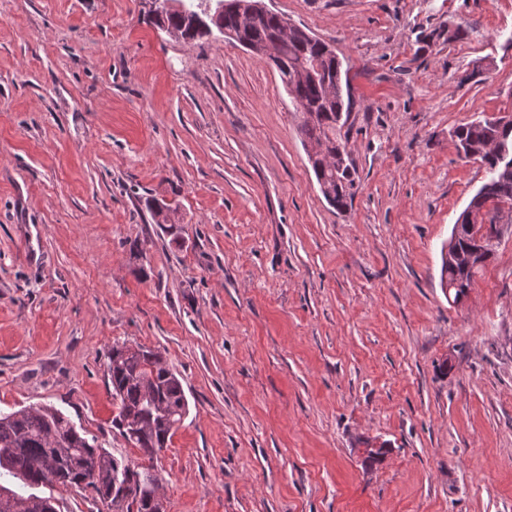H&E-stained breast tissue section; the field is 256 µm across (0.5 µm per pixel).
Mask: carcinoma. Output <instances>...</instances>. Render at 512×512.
I'll return each mask as SVG.
<instances>
[{"label": "carcinoma", "mask_w": 512, "mask_h": 512, "mask_svg": "<svg viewBox=\"0 0 512 512\" xmlns=\"http://www.w3.org/2000/svg\"><path fill=\"white\" fill-rule=\"evenodd\" d=\"M222 26L266 48L265 56L278 63L283 83L295 87L297 97L306 101L307 111L316 113L315 118L301 123L303 144L331 145L329 153L334 158L316 155L309 161L317 182L333 188L329 204L345 209L359 184L354 165L343 166L336 158L351 107L350 82L342 81V63L336 53L303 28L280 38L275 12L242 29L236 15L227 12ZM451 137L457 151L480 161L490 174L453 225L447 258L442 261L441 286L455 299L460 290L473 287L476 275L493 258L495 225L512 224V167L506 166L512 164V158L504 162L489 149L497 141L512 150V121L476 120L457 127ZM107 371L117 409L112 426L123 437L122 425H137L134 447L140 452V461L117 460L96 438L78 431L62 411L51 406L6 413L0 416V479L6 476L19 485L0 482V492L13 512H57L48 504L51 496L33 488L38 483L51 491L88 487L112 512H153L138 499L139 479L156 470L155 462L189 413V403L180 378L158 350L116 343L108 355ZM154 405L163 406L165 415H150ZM118 470L124 472L127 483V494L120 499L112 496Z\"/></svg>", "instance_id": "cac0c4a2"}]
</instances>
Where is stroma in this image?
Masks as SVG:
<instances>
[{"label":"stroma","instance_id":"35a3bbf8","mask_svg":"<svg viewBox=\"0 0 512 512\" xmlns=\"http://www.w3.org/2000/svg\"><path fill=\"white\" fill-rule=\"evenodd\" d=\"M264 3L348 70L346 211L232 39L172 36L151 0H0V411L54 406L136 459L106 362L142 345L189 402L167 512H512V228L467 300L440 286L489 178L450 133L512 117V0Z\"/></svg>","mask_w":512,"mask_h":512}]
</instances>
